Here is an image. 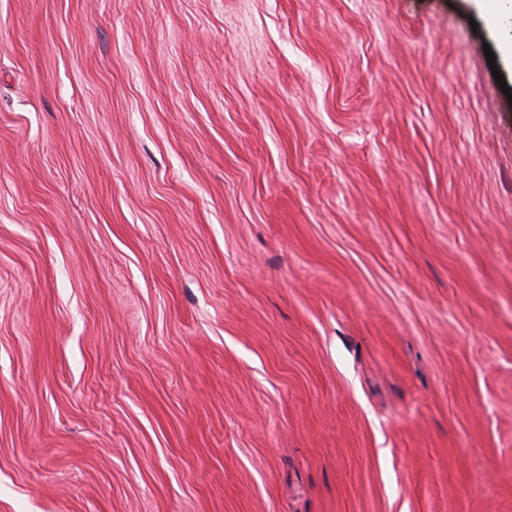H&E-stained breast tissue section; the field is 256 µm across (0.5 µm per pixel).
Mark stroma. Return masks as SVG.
I'll use <instances>...</instances> for the list:
<instances>
[{
    "instance_id": "stroma-1",
    "label": "stroma",
    "mask_w": 512,
    "mask_h": 512,
    "mask_svg": "<svg viewBox=\"0 0 512 512\" xmlns=\"http://www.w3.org/2000/svg\"><path fill=\"white\" fill-rule=\"evenodd\" d=\"M511 41L0 0V512H512Z\"/></svg>"
}]
</instances>
